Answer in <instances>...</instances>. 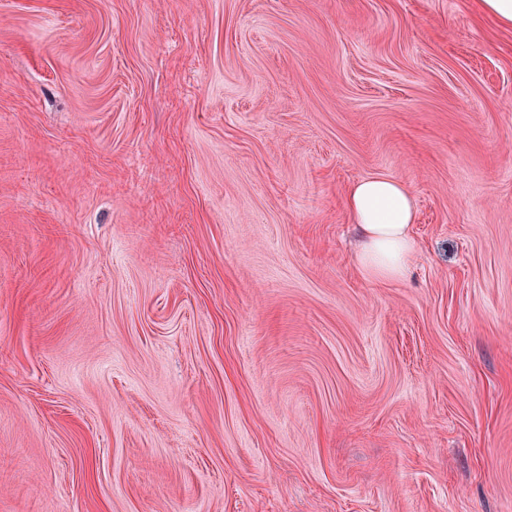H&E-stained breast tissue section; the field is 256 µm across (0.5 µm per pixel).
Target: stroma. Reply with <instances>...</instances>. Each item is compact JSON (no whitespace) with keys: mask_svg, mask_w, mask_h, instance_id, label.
<instances>
[{"mask_svg":"<svg viewBox=\"0 0 512 512\" xmlns=\"http://www.w3.org/2000/svg\"><path fill=\"white\" fill-rule=\"evenodd\" d=\"M0 512H512V28L0 0ZM347 209L361 235L356 255L360 274L381 283L405 279L415 252L407 188L386 175H372L351 186Z\"/></svg>","mask_w":512,"mask_h":512,"instance_id":"stroma-1","label":"stroma"}]
</instances>
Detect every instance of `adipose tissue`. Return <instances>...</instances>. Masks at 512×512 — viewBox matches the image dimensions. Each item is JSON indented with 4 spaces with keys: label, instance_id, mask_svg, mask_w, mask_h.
Here are the masks:
<instances>
[{
    "label": "adipose tissue",
    "instance_id": "1",
    "mask_svg": "<svg viewBox=\"0 0 512 512\" xmlns=\"http://www.w3.org/2000/svg\"><path fill=\"white\" fill-rule=\"evenodd\" d=\"M347 209L361 235L356 255L360 274L381 283L405 279L415 252L407 188L388 176L372 175L351 186Z\"/></svg>",
    "mask_w": 512,
    "mask_h": 512
}]
</instances>
